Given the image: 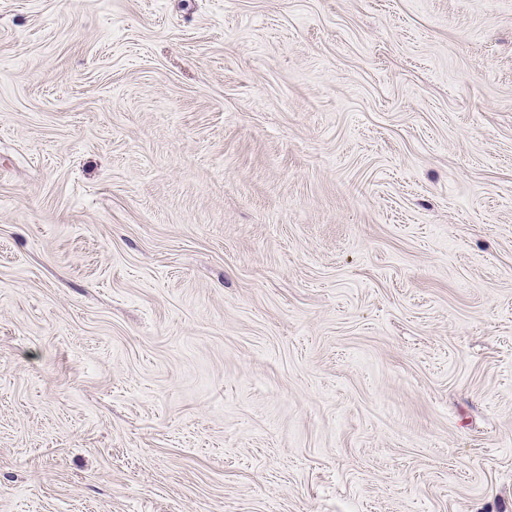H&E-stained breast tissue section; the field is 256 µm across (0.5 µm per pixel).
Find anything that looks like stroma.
Instances as JSON below:
<instances>
[{
	"label": "stroma",
	"instance_id": "stroma-1",
	"mask_svg": "<svg viewBox=\"0 0 512 512\" xmlns=\"http://www.w3.org/2000/svg\"><path fill=\"white\" fill-rule=\"evenodd\" d=\"M0 512H512V0H0Z\"/></svg>",
	"mask_w": 512,
	"mask_h": 512
}]
</instances>
